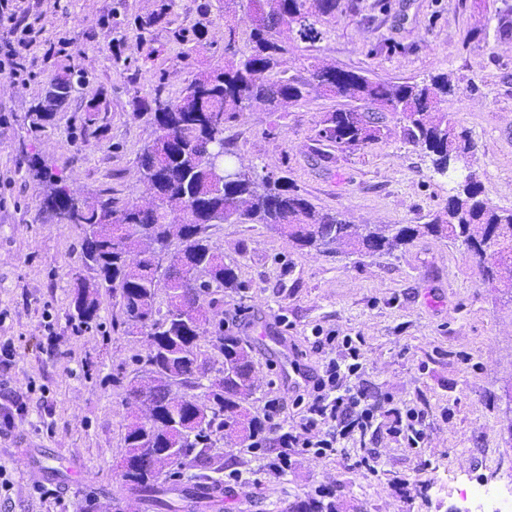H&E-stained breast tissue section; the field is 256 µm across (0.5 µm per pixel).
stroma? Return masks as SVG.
<instances>
[{
    "label": "stroma",
    "mask_w": 512,
    "mask_h": 512,
    "mask_svg": "<svg viewBox=\"0 0 512 512\" xmlns=\"http://www.w3.org/2000/svg\"><path fill=\"white\" fill-rule=\"evenodd\" d=\"M209 4L213 49L182 53L173 29L192 28ZM314 47L292 44L287 66L311 64L364 72L393 83H426L445 74L458 87L441 105L474 144L469 166L482 196L512 210V0H343ZM158 0H21L39 33L28 52L26 80L0 73V345L10 344V370L0 391L27 402L11 431L0 434V512H109L110 500L130 497L120 462L132 408L126 386L145 352L142 337L125 335L118 298L100 296L98 317L81 324L73 300L88 272L83 234L50 223L29 179L27 156L37 152L67 177L81 197L110 188L140 205L153 192L139 174L141 148L153 127L133 112L155 74L177 94L197 73L222 64L224 0H175L172 26L151 28L152 61L141 58L134 27L107 18L147 16ZM122 48L128 65L114 62ZM146 66L130 83L128 66ZM74 67L89 83L32 133L24 114L49 82ZM104 109L89 110L92 99ZM347 100L312 90L304 102L268 112L238 113L225 135L237 169L286 172L317 209L351 224H423L443 207L459 178L437 173L429 155L406 140L400 113H386L384 138L365 148L318 142L317 124ZM212 240L236 265L240 288L211 307L200 338L216 326L252 348L258 388L253 412L282 403L284 429L296 426L295 381L319 371L323 359L343 360L341 347L316 349L314 333L360 338L365 386L383 412L363 443L319 456L292 452L278 478L266 469L274 448L227 446L214 436L209 474L224 487V504L209 512H283L333 493L336 512H466L462 491L479 482L512 483V293L482 279L460 243L421 236L391 254L325 255L298 249L259 224L224 223ZM426 411L423 447L389 435L392 409ZM28 437L39 454L55 455L51 480L26 482L11 443ZM78 460L87 481L71 482L62 464Z\"/></svg>",
    "instance_id": "obj_1"
}]
</instances>
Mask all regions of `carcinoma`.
I'll return each mask as SVG.
<instances>
[{"label":"carcinoma","instance_id":"cac0c4a2","mask_svg":"<svg viewBox=\"0 0 512 512\" xmlns=\"http://www.w3.org/2000/svg\"><path fill=\"white\" fill-rule=\"evenodd\" d=\"M173 0H161L145 18H135L139 31L166 22ZM343 10L342 0H224V66L197 74L173 98L159 76L147 98H133V111L155 127V137L138 157L142 178L149 181L158 206L143 208L103 190L92 202L71 194L67 179L52 173L43 159L28 160V177L39 188L42 211L73 213L82 229V266L92 280L81 282L74 317L87 324L97 317L98 298H120L127 335L143 336L145 355L128 383L125 403L147 407L134 417L124 436L127 466L123 477L134 490L162 509L180 512L195 500V490L209 479L212 436L221 433L235 443L255 448L268 440L265 422L251 413L255 367L242 340L218 326L211 349L202 350L200 333L188 321L206 323L208 307L224 291L239 288L235 266L224 262L211 241L212 229L234 221L261 224L297 248L324 254L343 245L353 252L388 253L421 235L461 242L478 260L483 279H497L499 248L512 247V211L480 197L477 181L457 187L448 203L425 224H348L338 214L316 209L288 177L250 175L232 167L224 137L226 123L247 107L261 105L277 112L306 100L319 85L332 96L366 104L380 103L403 115L404 135L432 157L436 171L461 161L471 150L466 131H457L439 105L456 93L445 74L428 84L373 80L360 72L312 65L307 75L285 67L288 43L315 44L322 26ZM203 20L173 31L189 52L213 47L207 41L209 6ZM88 83L82 70L53 81L25 113L31 130L51 124L74 92ZM319 141L336 147L372 145L383 137L382 116L360 107L337 109L318 122ZM207 212L212 224L183 219L178 207ZM165 301H159L160 294ZM218 375L209 379L214 358ZM183 389L180 397L172 388ZM155 458V466L133 465L139 457ZM202 469L195 482L170 484L166 469L185 462ZM287 512H333L321 500L297 503Z\"/></svg>","mask_w":512,"mask_h":512}]
</instances>
